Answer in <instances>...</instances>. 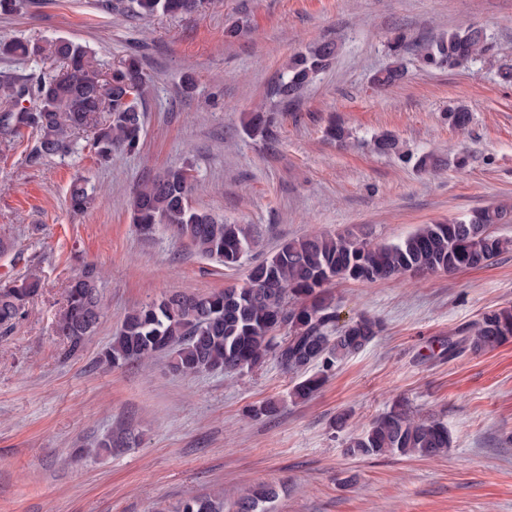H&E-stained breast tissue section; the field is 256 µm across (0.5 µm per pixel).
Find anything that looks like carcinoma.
<instances>
[{"mask_svg":"<svg viewBox=\"0 0 512 512\" xmlns=\"http://www.w3.org/2000/svg\"><path fill=\"white\" fill-rule=\"evenodd\" d=\"M132 3L135 11L145 16L189 14L201 6V0ZM403 48L402 39H395L393 62L373 78L377 86H391L403 79ZM492 50L486 31L475 24L419 45L426 66L450 69ZM0 55L41 56L54 65L20 90L7 86L5 96L28 95L36 100L35 108L0 113V134L12 136L28 128L39 134L35 158L71 150L70 137L88 128L94 129L92 148L101 161L111 159L114 150H139L148 77L135 56L119 61L105 78L86 47L60 38L1 41ZM335 55L333 42L313 43L295 53L271 86V99L278 104L299 99ZM447 119L451 126L464 129L472 116L466 106L459 104L448 108ZM244 131L250 138L270 145L278 138L271 112L251 114ZM374 144L384 154L399 152L398 139L389 133L377 136ZM191 171L192 166L186 164L144 182L130 204L132 223L147 236L161 225L185 240L196 253L217 258L227 268L237 267L252 248L251 234L241 224H226L193 206ZM92 201L84 182L76 179L70 184L68 202L72 212H84ZM511 223L512 209L500 205L422 224L395 242L372 244L351 232L288 240L253 264L241 285L207 296L173 292L131 310L102 352L100 362L117 368L162 355L173 372L191 376L207 371H251L271 355L287 372L319 367L318 372L292 386L291 399L306 402L318 393L339 362L362 351L381 331L380 323L367 316L338 325L326 286L342 280L375 283L406 273L453 274L486 266L512 249V239L493 231L497 224ZM40 287L36 277L0 285V333L10 331L26 315ZM101 317L99 275L93 265L87 264L70 281L57 320V332L66 339L69 352L82 348ZM283 326L288 327V335L280 339L276 332ZM509 341L511 305L482 314L464 330L461 339L448 341V357L464 350L491 351ZM130 439L131 430L123 427L117 435L102 439L99 447L110 452L112 445L126 446ZM451 446L447 424L418 418L397 403L360 433L350 435L346 451L354 457L436 459ZM278 496V487L273 484L249 487L237 499L234 512H270V504ZM175 512H224V501L191 496L180 501Z\"/></svg>","mask_w":512,"mask_h":512,"instance_id":"cac0c4a2","label":"carcinoma"}]
</instances>
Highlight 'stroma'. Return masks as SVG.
<instances>
[{"label":"stroma","mask_w":512,"mask_h":512,"mask_svg":"<svg viewBox=\"0 0 512 512\" xmlns=\"http://www.w3.org/2000/svg\"><path fill=\"white\" fill-rule=\"evenodd\" d=\"M234 22L243 30L230 39ZM467 23L486 29L493 53L454 69L421 63L414 43ZM41 35L81 43L106 74L137 55L149 84L137 153L99 162L81 134L75 153L34 163L36 131L0 143V284L41 283L26 316L0 334V512H173L184 497L219 491L229 507L267 483L281 488L275 512H512V342L441 353L484 312L512 305V251L452 275L329 285L341 319L367 315L382 331L304 403L289 397L295 374L272 359L194 377L173 374L160 356L114 369L99 362L130 309L245 276L167 230L147 237L132 224L133 190L169 167L192 164L195 206L250 225L253 261L314 232L391 242L421 224L512 205V86L498 77L512 66V0H205L176 17L138 15L130 0H20L18 12L0 13L1 41ZM399 35L407 73L377 89L372 77L391 63ZM322 41L336 42V59L277 112L276 146L248 137L245 116L272 107L267 91L288 59ZM457 104L472 114L463 131L444 116ZM332 121L348 131L346 144L327 137ZM386 131L400 154L375 150ZM460 149L461 171L448 163ZM425 154L438 158L435 171L415 167ZM78 177L95 200L74 214L67 190ZM87 263L101 278L103 316L71 356L56 320ZM270 398L278 413L253 417ZM397 400L447 424V454L347 455L348 435ZM341 413L348 421L337 430ZM122 426L135 443L92 454Z\"/></svg>","instance_id":"1"}]
</instances>
